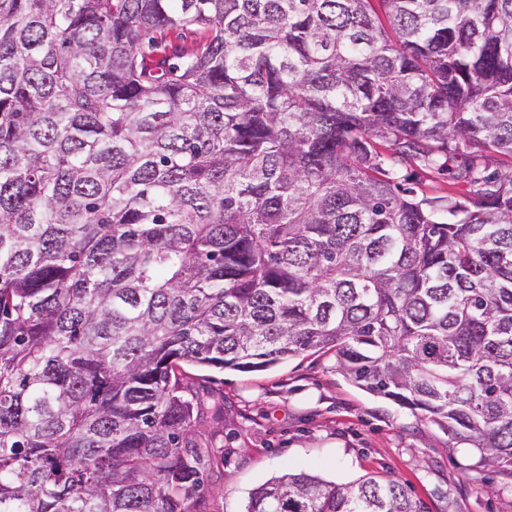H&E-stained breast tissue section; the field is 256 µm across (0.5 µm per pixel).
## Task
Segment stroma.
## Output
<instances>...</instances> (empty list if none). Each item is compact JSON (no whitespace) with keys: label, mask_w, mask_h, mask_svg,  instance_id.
I'll return each instance as SVG.
<instances>
[{"label":"stroma","mask_w":512,"mask_h":512,"mask_svg":"<svg viewBox=\"0 0 512 512\" xmlns=\"http://www.w3.org/2000/svg\"><path fill=\"white\" fill-rule=\"evenodd\" d=\"M185 372L224 397L223 424L200 427L214 446L205 512H243L253 489L288 472L393 479L425 512H512L511 479L427 415L351 385L333 359L306 352L263 371Z\"/></svg>","instance_id":"1"}]
</instances>
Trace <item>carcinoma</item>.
Masks as SVG:
<instances>
[{
	"instance_id": "cac0c4a2",
	"label": "carcinoma",
	"mask_w": 512,
	"mask_h": 512,
	"mask_svg": "<svg viewBox=\"0 0 512 512\" xmlns=\"http://www.w3.org/2000/svg\"><path fill=\"white\" fill-rule=\"evenodd\" d=\"M378 2L0 0V512H203L178 370L307 351L512 479V0ZM245 512L424 510L288 473ZM408 172L414 173L413 180L404 182L406 187H412L416 190L418 196L435 197V196H458L469 189L465 186L453 184V180L448 178V173L444 175H428L424 173L418 166L409 165ZM409 183V184H407Z\"/></svg>"
}]
</instances>
